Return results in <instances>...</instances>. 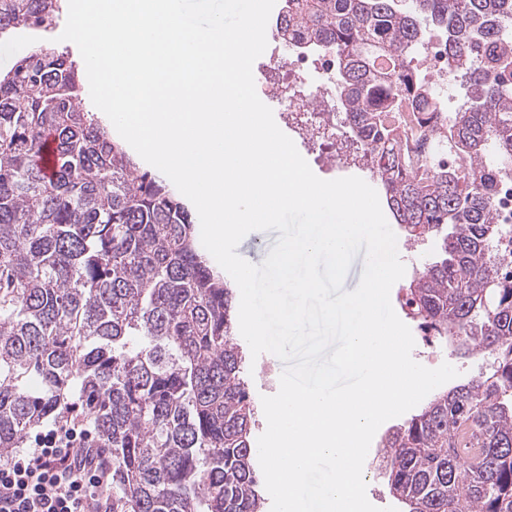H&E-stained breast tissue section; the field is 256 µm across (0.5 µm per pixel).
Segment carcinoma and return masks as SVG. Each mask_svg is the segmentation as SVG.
Returning a JSON list of instances; mask_svg holds the SVG:
<instances>
[{
	"label": "carcinoma",
	"mask_w": 512,
	"mask_h": 512,
	"mask_svg": "<svg viewBox=\"0 0 512 512\" xmlns=\"http://www.w3.org/2000/svg\"><path fill=\"white\" fill-rule=\"evenodd\" d=\"M62 13L0 0V34ZM275 28L336 56L339 127L395 222L439 241L405 288L409 315L492 358L386 430L388 494L405 512H512V276L492 206L512 173V0H284ZM431 36L460 96L450 118L419 69ZM248 364L235 290L188 205L95 117L69 53L18 59L0 74V461L76 412L107 452L112 512H264Z\"/></svg>",
	"instance_id": "carcinoma-1"
}]
</instances>
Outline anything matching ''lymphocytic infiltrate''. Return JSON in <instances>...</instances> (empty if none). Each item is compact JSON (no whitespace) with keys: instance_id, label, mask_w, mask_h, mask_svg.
Listing matches in <instances>:
<instances>
[{"instance_id":"obj_1","label":"lymphocytic infiltrate","mask_w":512,"mask_h":512,"mask_svg":"<svg viewBox=\"0 0 512 512\" xmlns=\"http://www.w3.org/2000/svg\"><path fill=\"white\" fill-rule=\"evenodd\" d=\"M0 512H112V468L91 432L54 419L32 447L0 464Z\"/></svg>"}]
</instances>
